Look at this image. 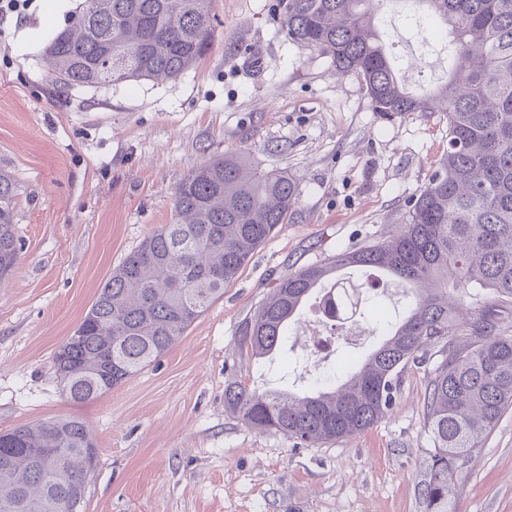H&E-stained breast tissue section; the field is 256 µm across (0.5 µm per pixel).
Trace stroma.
<instances>
[{
    "label": "stroma",
    "mask_w": 512,
    "mask_h": 512,
    "mask_svg": "<svg viewBox=\"0 0 512 512\" xmlns=\"http://www.w3.org/2000/svg\"><path fill=\"white\" fill-rule=\"evenodd\" d=\"M81 0H30L0 21V170L16 187L18 262L0 283V432L58 418L89 426L97 466L84 512H424V405L441 360L406 369L394 411L315 447L250 428L233 382L301 390L374 345L319 347L308 320L263 361L238 340L275 282L382 241L448 148L441 112H374L362 82L288 41L279 0H213L215 37L179 78L59 92L40 53ZM414 0L377 18L416 93L444 83L445 27ZM246 153L300 180L281 225L224 295L157 362L105 396L67 399L52 358L125 256L174 219L176 188L209 158ZM456 512H512V410L455 473Z\"/></svg>",
    "instance_id": "stroma-1"
}]
</instances>
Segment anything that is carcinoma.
I'll use <instances>...</instances> for the list:
<instances>
[{"label": "carcinoma", "instance_id": "carcinoma-1", "mask_svg": "<svg viewBox=\"0 0 512 512\" xmlns=\"http://www.w3.org/2000/svg\"><path fill=\"white\" fill-rule=\"evenodd\" d=\"M389 0H279L280 28L360 79L386 116L445 112L448 149L408 201L387 241L346 249L280 279L246 322L240 349L264 356L288 339L302 306L345 268L377 287L403 289L395 323L373 320L385 340L362 364L345 363L308 393L224 388V405L254 429L305 445L361 433L392 411L404 371L440 346L426 422L433 451L421 488L425 512H452L456 464L512 408V337L471 288L512 303V0H414L448 29V80L420 95L396 73L375 20ZM212 0H83L43 48L56 87L69 91L174 79L197 65L214 39ZM300 181L263 170L244 154L216 156L189 172L174 197L175 220L131 251L102 285L76 333L54 352L69 398L97 399L156 362L224 294L280 224L295 218ZM15 187L0 171V279L20 248ZM467 343L448 342L463 302ZM95 447L78 419L0 432V512H83Z\"/></svg>", "mask_w": 512, "mask_h": 512}]
</instances>
